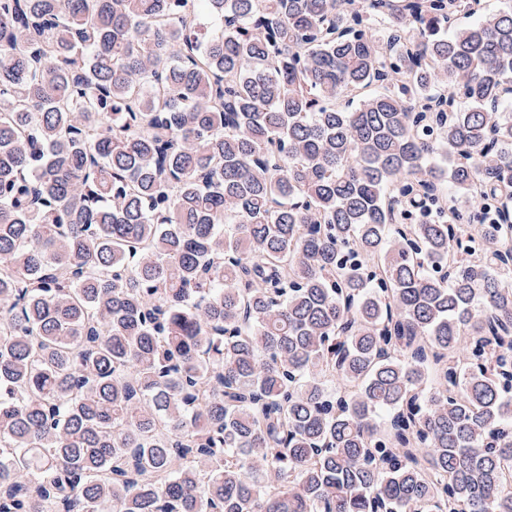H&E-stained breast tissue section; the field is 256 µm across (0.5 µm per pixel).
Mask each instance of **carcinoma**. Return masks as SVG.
Segmentation results:
<instances>
[{"mask_svg": "<svg viewBox=\"0 0 512 512\" xmlns=\"http://www.w3.org/2000/svg\"><path fill=\"white\" fill-rule=\"evenodd\" d=\"M479 5L0 0V512H512Z\"/></svg>", "mask_w": 512, "mask_h": 512, "instance_id": "cac0c4a2", "label": "carcinoma"}]
</instances>
